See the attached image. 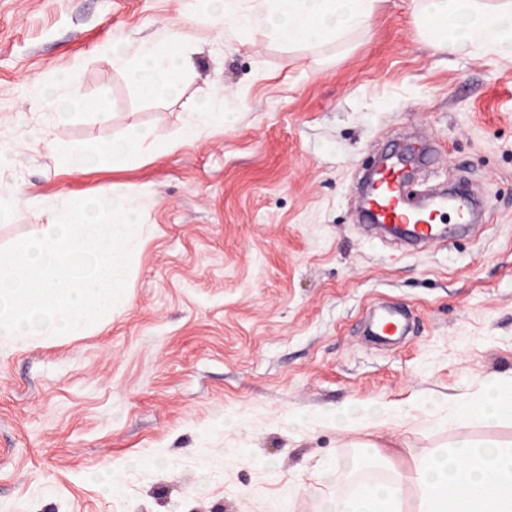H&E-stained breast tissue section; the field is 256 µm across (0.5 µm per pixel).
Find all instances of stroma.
I'll return each mask as SVG.
<instances>
[{"instance_id":"1","label":"stroma","mask_w":512,"mask_h":512,"mask_svg":"<svg viewBox=\"0 0 512 512\" xmlns=\"http://www.w3.org/2000/svg\"><path fill=\"white\" fill-rule=\"evenodd\" d=\"M175 30L179 93L142 96L112 50ZM36 85L118 107L47 129ZM215 88L223 123L181 141ZM133 127L155 139L141 156L61 165ZM402 130L435 140L431 182L482 193L477 235L410 249L354 222L359 171ZM112 186L141 198L112 314L0 357V512H322L384 470L361 443L512 442L447 403L512 375V61L433 54L411 0H381L327 62L206 0H0V248ZM382 305L410 316L387 347L364 335ZM387 404L390 427L354 424Z\"/></svg>"}]
</instances>
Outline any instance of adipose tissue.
I'll list each match as a JSON object with an SVG mask.
<instances>
[{
	"instance_id": "obj_1",
	"label": "adipose tissue",
	"mask_w": 512,
	"mask_h": 512,
	"mask_svg": "<svg viewBox=\"0 0 512 512\" xmlns=\"http://www.w3.org/2000/svg\"><path fill=\"white\" fill-rule=\"evenodd\" d=\"M224 0V19L262 31L270 40L314 43L322 60L339 42L365 27L380 0H257L241 10ZM418 25L440 53L492 54L512 61V0H412ZM179 33L148 46L123 47L113 56L146 97L173 94L184 72ZM150 145L139 131L118 143L87 142L61 152L64 165L82 169L91 158L120 162ZM461 415L487 425L512 418V376L485 381ZM406 460L391 464L384 483L362 482L336 492V512H512V443L460 439L443 448H409Z\"/></svg>"
}]
</instances>
